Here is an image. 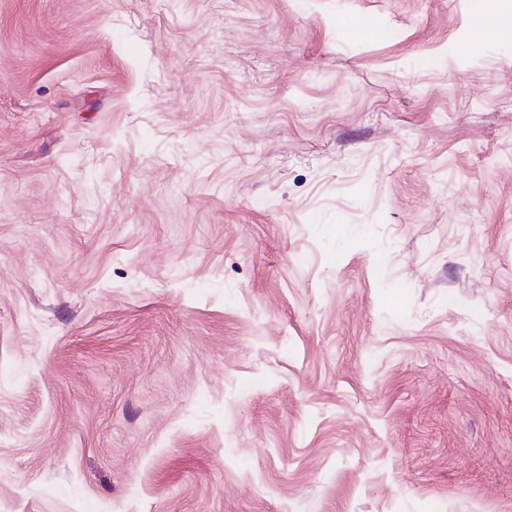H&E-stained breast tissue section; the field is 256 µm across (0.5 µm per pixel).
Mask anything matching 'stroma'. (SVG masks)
<instances>
[{"mask_svg":"<svg viewBox=\"0 0 512 512\" xmlns=\"http://www.w3.org/2000/svg\"><path fill=\"white\" fill-rule=\"evenodd\" d=\"M512 0H0V512H512Z\"/></svg>","mask_w":512,"mask_h":512,"instance_id":"35a3bbf8","label":"stroma"}]
</instances>
